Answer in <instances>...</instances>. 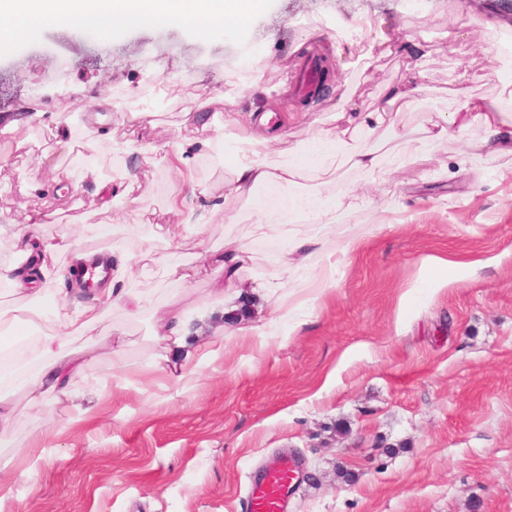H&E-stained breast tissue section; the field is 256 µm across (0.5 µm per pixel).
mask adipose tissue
Listing matches in <instances>:
<instances>
[{"label": "adipose tissue", "mask_w": 512, "mask_h": 512, "mask_svg": "<svg viewBox=\"0 0 512 512\" xmlns=\"http://www.w3.org/2000/svg\"><path fill=\"white\" fill-rule=\"evenodd\" d=\"M263 3L264 0H0V49H7L44 28L65 30L76 25L94 28L107 38L132 25L155 22L213 34L242 27L262 9ZM407 53L410 63L402 82L386 87L370 111L337 112L336 126L313 132L288 162H280L272 156L275 146L286 137L283 128L269 126L268 115H261L258 123L265 133L258 137L248 133L233 112L224 115V125L231 130L223 152L224 158L232 163L230 180L210 185L200 183L191 158L180 146L150 155L152 165L175 172L191 188L190 195H175L169 199V212L182 215L186 231L202 232L200 212L205 209L207 200L241 198L262 187H285L296 183L306 172L323 169L326 157L333 149L341 151L343 164L366 174L379 172L381 157L374 132L381 129L388 139L401 138L395 113L418 108L422 103L421 79L429 55L428 44L424 41L414 43ZM474 126L482 130V145L488 152L512 154V116L501 112L495 103L470 95L462 85L454 90L449 111L440 113L438 120L421 130L416 139L414 160L428 159L434 145L446 139L449 132L462 135ZM76 177L95 183L99 211L113 212L117 204L122 203L129 213L139 214L138 199L133 195V178L127 169L113 170L111 176L105 178L90 164ZM76 177L62 174V187H70ZM340 207L341 202L334 192L322 193L315 200L298 195L294 197L290 211H266L255 227L261 234H274L292 214L315 224H332ZM43 221L41 213L32 214L30 232L16 239L17 254L31 264L29 272L11 277L0 271V280L9 281L12 295L30 299L31 304L24 308L21 321L35 334L33 343L25 351L24 367L0 359V422L9 420L14 412L5 396L6 390L24 391L35 405L47 397L58 403L70 398L74 386L83 377L84 364L67 351V339L88 334L97 321L96 316L71 309L67 302L51 298V264L64 254H73L80 262L86 261L87 255L80 251L79 239L57 240L41 235L38 226ZM109 252L112 280L99 291V300L107 307L123 309L130 316L146 314L155 319V342L161 353L154 366L183 377V367L170 365L168 358L169 353L186 345L181 309L173 303L159 304L152 289L123 287L125 269L133 254L114 246ZM249 252L248 245L237 239L225 241L223 251L199 253L192 262L174 251L163 267V274L189 285L202 270L208 269L214 275L216 294H223L228 288L243 287L248 295L269 301L281 292V285L263 280L246 285L240 278Z\"/></svg>", "instance_id": "1"}]
</instances>
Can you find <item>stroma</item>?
<instances>
[{
    "instance_id": "1",
    "label": "stroma",
    "mask_w": 512,
    "mask_h": 512,
    "mask_svg": "<svg viewBox=\"0 0 512 512\" xmlns=\"http://www.w3.org/2000/svg\"><path fill=\"white\" fill-rule=\"evenodd\" d=\"M337 25L373 44L366 77L352 76L348 51L332 38ZM508 30L512 10L501 0H266L247 25L223 33L162 23L107 40L88 27L45 29L0 52V268L15 267L14 237L33 211L47 213L41 231L55 238L106 222L93 183L62 192L56 182L90 162L105 176L128 169L152 213L151 223L129 218L115 232L118 245L145 255L128 264L125 286L179 300L190 336H213L224 322L207 315L216 303L208 277L189 286L163 277L173 247L190 255L247 238L249 281L276 274L290 238L324 242L289 278L285 306L238 298L246 320L267 326L264 347L241 337L205 357L171 353V363H190L179 381L152 368L151 317L99 309L94 336L73 342L89 360L70 401L33 407L24 392L10 395L0 465L13 476L0 485V512H248L250 473L283 451L307 475L288 512H512V155H487L475 128L437 145L433 161L399 160L450 100L457 74L488 99L512 81L491 52ZM422 38L431 50L424 104L396 117L406 138L382 149L374 175L336 170L337 187L362 200L349 223L297 217L278 235L252 237L259 200L244 197L209 208L200 235L176 245L158 237V225L177 222L167 199L187 188L145 164L143 152L179 143L198 180L232 173L182 125L189 93L211 113L287 119L289 149L307 139L311 120L331 127L344 83L350 107L368 111L406 72L399 45ZM311 51L336 74L329 96L305 109L291 77ZM243 70L276 97L243 83L224 100L228 73ZM16 119L21 131L5 132ZM92 135L102 145L89 155L82 145ZM118 143L129 151H115ZM360 225L369 233L345 250ZM433 256L459 265L440 272ZM331 263L334 279L307 306L310 279Z\"/></svg>"
}]
</instances>
